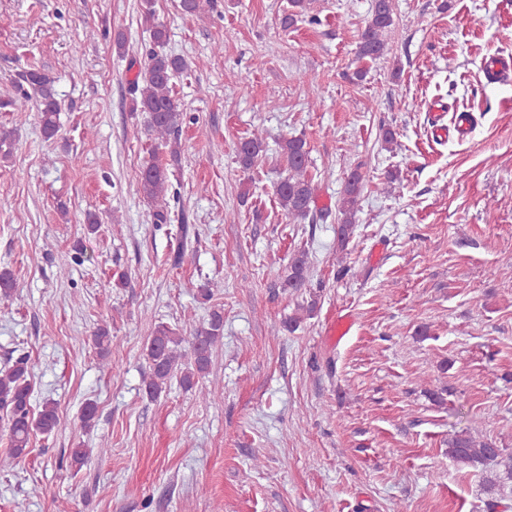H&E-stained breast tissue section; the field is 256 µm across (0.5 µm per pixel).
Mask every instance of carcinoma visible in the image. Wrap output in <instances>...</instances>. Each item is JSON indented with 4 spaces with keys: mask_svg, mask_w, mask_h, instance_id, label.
<instances>
[{
    "mask_svg": "<svg viewBox=\"0 0 512 512\" xmlns=\"http://www.w3.org/2000/svg\"><path fill=\"white\" fill-rule=\"evenodd\" d=\"M178 8L184 14L198 16L213 8V0H178ZM393 11V0H374L358 41L360 58L373 61L388 51L385 33L393 24ZM142 20L155 49L149 51L144 67L130 82V111L146 115L147 131L158 141V146L168 150L171 161L177 162L181 156L178 131L184 120V106L174 92L173 80L185 70L186 63L184 59L164 52L167 29L153 5H147ZM55 83V76L48 72L25 71L14 83L13 93L0 99V109L22 112L28 104H34L44 135L52 138L59 130L60 112ZM280 146L288 162V175L276 183L275 194L285 216L293 222H302L310 215L315 202V188L307 173L306 143L300 137H285ZM262 152V138L244 139L237 147L238 163L243 170L249 171ZM138 184L144 198L154 205V223H167V166L156 162L142 166ZM364 186L365 176L357 169L351 171L344 182L337 227L338 246L342 249L353 236L358 201ZM277 284L295 293L309 287L305 254L296 256L285 271L277 275ZM18 298L20 294L13 273L6 267L0 268V299L13 301ZM223 337L224 315L219 310L212 311L207 322L189 336L165 324L157 325L146 345L149 362V373L143 380L146 393L152 398L159 397L176 377L185 388L198 385L209 373L213 349ZM91 340L99 355L108 354L111 343L108 328H96ZM32 399L28 361L25 357H18L8 368L0 369V412L6 417L10 434L9 451L0 458L2 469L11 467L14 460L29 453L31 436H49L59 425L55 402L46 400L36 410ZM448 456L462 466L481 470L486 490L495 498L491 506L512 501V452L470 435H457L448 441Z\"/></svg>",
    "mask_w": 512,
    "mask_h": 512,
    "instance_id": "cac0c4a2",
    "label": "carcinoma"
}]
</instances>
